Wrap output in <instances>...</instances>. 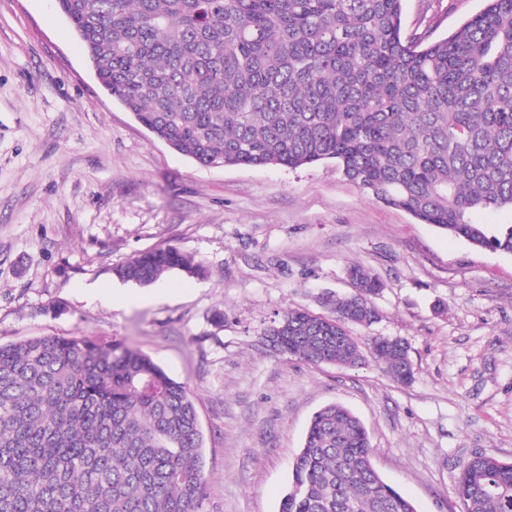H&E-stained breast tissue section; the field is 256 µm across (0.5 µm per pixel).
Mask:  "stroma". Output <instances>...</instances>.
Returning <instances> with one entry per match:
<instances>
[{
	"label": "stroma",
	"mask_w": 512,
	"mask_h": 512,
	"mask_svg": "<svg viewBox=\"0 0 512 512\" xmlns=\"http://www.w3.org/2000/svg\"><path fill=\"white\" fill-rule=\"evenodd\" d=\"M481 6L405 0L402 31L440 38ZM160 246L203 276H115ZM353 264L382 289L377 320L348 330L403 339L409 383L370 359L314 365L261 342L287 310L327 315ZM47 335L123 341L187 386L203 512H279L312 416L336 402L417 512H462L474 454L512 463V254L377 202L331 161L199 166L103 90L54 0H0V342Z\"/></svg>",
	"instance_id": "stroma-1"
}]
</instances>
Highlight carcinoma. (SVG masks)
<instances>
[{"label":"carcinoma","mask_w":512,"mask_h":512,"mask_svg":"<svg viewBox=\"0 0 512 512\" xmlns=\"http://www.w3.org/2000/svg\"><path fill=\"white\" fill-rule=\"evenodd\" d=\"M102 87L155 138L203 167L334 160L387 206L470 244L512 254V0L437 39L403 37V0H55ZM202 268L172 246L114 268L150 285ZM321 317L283 313L264 335L312 363L362 358L348 324L370 325L381 283ZM374 361L413 378L408 346L374 338ZM203 433L193 397L121 342L37 336L0 343V512H203ZM362 421L313 416L280 512H416L371 464ZM464 512H512V463L462 467Z\"/></svg>","instance_id":"carcinoma-1"}]
</instances>
